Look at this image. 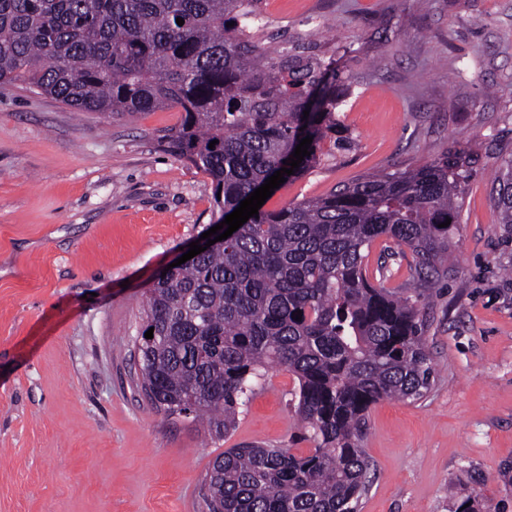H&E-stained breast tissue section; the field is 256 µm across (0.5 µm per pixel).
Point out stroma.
<instances>
[{
	"instance_id": "35a3bbf8",
	"label": "stroma",
	"mask_w": 512,
	"mask_h": 512,
	"mask_svg": "<svg viewBox=\"0 0 512 512\" xmlns=\"http://www.w3.org/2000/svg\"><path fill=\"white\" fill-rule=\"evenodd\" d=\"M255 36L333 62L350 150L265 203L277 210L361 175L440 156L480 159L452 256L419 309L433 368L419 400L371 405L357 512H512V240L494 203L512 159V0H259ZM178 110L78 112L0 85V512H207L203 480L229 448H312L298 383L271 370L223 438L152 408L138 386L142 295L216 221L210 179L158 144ZM410 287L413 257L388 261Z\"/></svg>"
}]
</instances>
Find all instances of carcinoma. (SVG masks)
<instances>
[{
  "label": "carcinoma",
  "mask_w": 512,
  "mask_h": 512,
  "mask_svg": "<svg viewBox=\"0 0 512 512\" xmlns=\"http://www.w3.org/2000/svg\"><path fill=\"white\" fill-rule=\"evenodd\" d=\"M255 2L0 0V84L21 82L88 112H183L158 141L211 178L221 222L284 167L302 135L313 140L296 177L317 163L324 139L347 141L336 135L330 64L256 40ZM476 161L471 148L451 145L413 168L261 208L148 289L153 338L140 349L139 384L153 408L222 437L280 366L298 381L301 428L316 442L307 453L225 450L205 478L209 512H356L370 487L358 445L368 409L422 398L433 375L418 300L387 286L385 265L371 282L365 249L383 237L409 249L414 280L429 287L449 257L450 227L439 224L459 223ZM495 203L512 228V160Z\"/></svg>",
  "instance_id": "1"
}]
</instances>
